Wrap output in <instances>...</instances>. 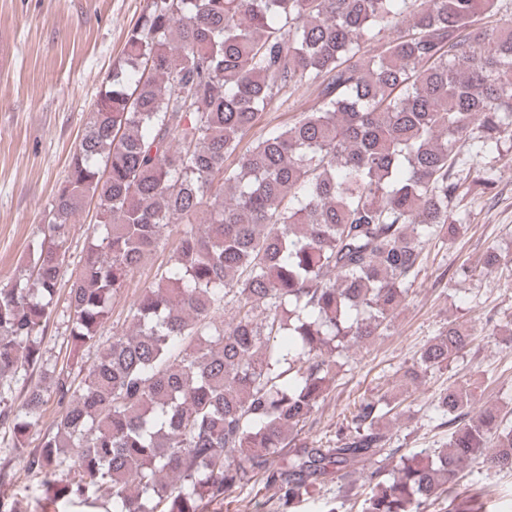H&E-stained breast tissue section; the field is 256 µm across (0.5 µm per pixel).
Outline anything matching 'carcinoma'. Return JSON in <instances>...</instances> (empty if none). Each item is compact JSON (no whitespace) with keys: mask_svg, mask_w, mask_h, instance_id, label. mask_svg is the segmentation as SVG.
Instances as JSON below:
<instances>
[{"mask_svg":"<svg viewBox=\"0 0 512 512\" xmlns=\"http://www.w3.org/2000/svg\"><path fill=\"white\" fill-rule=\"evenodd\" d=\"M121 64L85 124L48 234L0 286V427L52 503L109 512H203L244 486L276 512L338 482L326 512L453 510L468 463L512 472V423L471 414L461 386L434 398L448 445L345 482L390 444L383 393L363 397L336 443L301 439L352 347L388 331L423 261L453 242L471 188L457 144L500 150L512 130V17L500 0H144ZM391 38L382 41L385 33ZM286 125L269 112L305 93ZM97 202L68 291L65 365L22 406L4 395L43 367L70 225ZM180 225L170 243L172 225ZM169 251L102 340L122 288ZM489 267H512L492 250ZM450 322L412 383L465 354ZM98 359L81 381L86 348ZM53 423L31 446L42 407Z\"/></svg>","mask_w":512,"mask_h":512,"instance_id":"cac0c4a2","label":"carcinoma"}]
</instances>
